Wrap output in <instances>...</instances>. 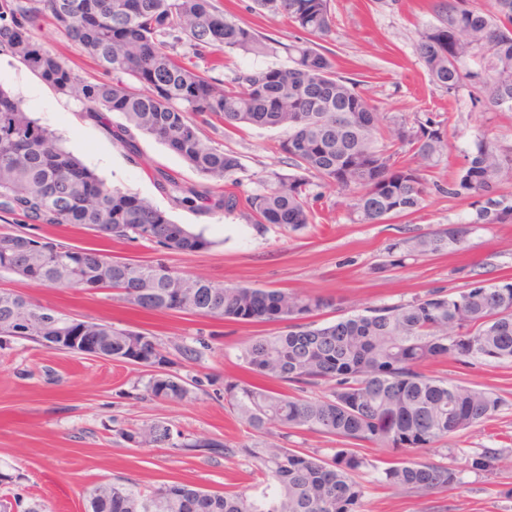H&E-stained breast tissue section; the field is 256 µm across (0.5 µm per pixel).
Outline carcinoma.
<instances>
[{"mask_svg": "<svg viewBox=\"0 0 512 512\" xmlns=\"http://www.w3.org/2000/svg\"><path fill=\"white\" fill-rule=\"evenodd\" d=\"M0 0V52L10 54L60 94H77L86 116L104 125L134 157L138 138L163 144L201 178L183 183L162 169L154 183L180 207L195 212H239L256 224L288 216L299 231L311 223L315 183L332 186L349 202L355 220L377 224L418 210L427 193L424 172L448 148L432 119L402 122L384 135L378 109L339 76L333 52L317 43L332 27L329 0H254V13L281 15L300 31L290 44L239 21L218 0ZM437 24L420 37L419 55L432 82L448 92L462 86L499 112H512V0H438ZM48 20L57 34L96 63L103 78L82 82L60 55L41 48L33 31ZM284 49L288 64L243 71L226 82L211 76L224 55L255 56ZM206 69H200L198 62ZM215 119L226 128L284 129L279 151L292 172L272 171L262 189L241 194L240 158L199 136L198 124ZM409 147L415 167L400 161ZM512 180V148L479 139L460 174L442 192L477 195L485 205L476 221L512 218L498 194ZM211 181L229 188L217 194ZM0 214L23 226L82 225L119 241H148L162 252H198L212 241L178 224L149 200L110 188L0 89ZM470 224H453L417 238L409 251L436 252L465 244ZM0 272L51 288L110 290L127 304L158 313L278 325L245 342L239 359L253 379L224 381V401L251 431L239 445L182 440L165 423L122 430L133 447L177 448L206 457L240 458L257 466L262 488L214 492L181 481L141 491L120 481L87 491L86 512H360L365 486L358 473L370 466L362 450L383 444L400 454L378 470L376 482L405 493L446 491L461 470L403 457L429 448L494 417L502 400L493 391L449 382L423 365L453 356L464 365L512 363V281H476L448 294L433 289L407 304L321 321L334 307L325 296L249 285L215 284L187 276L156 259L114 260L96 249L23 231L0 233ZM87 328L101 336L99 356L150 372V395L171 401L193 397L188 382L158 338L114 324L86 320L36 305L0 289V339L19 337L48 348L81 353L72 337ZM329 384L318 397L289 395ZM277 429L283 440L310 432L336 440L321 449L265 446Z\"/></svg>", "mask_w": 512, "mask_h": 512, "instance_id": "carcinoma-1", "label": "carcinoma"}]
</instances>
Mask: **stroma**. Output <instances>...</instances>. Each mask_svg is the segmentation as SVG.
I'll return each instance as SVG.
<instances>
[{"label": "stroma", "instance_id": "1", "mask_svg": "<svg viewBox=\"0 0 512 512\" xmlns=\"http://www.w3.org/2000/svg\"><path fill=\"white\" fill-rule=\"evenodd\" d=\"M238 19L257 23L282 43L298 30L281 16L255 17L253 0H223ZM334 24L324 47L332 50L343 76L357 80L358 91L378 108L382 126L440 122L449 139L447 151L427 171L429 192L414 213L380 224L352 222L345 198L320 187L313 224L294 231L277 224H254L235 214L193 213L159 193L153 181L162 169L187 183L199 177L182 159L150 138H139V154L130 157L104 126L85 116V101L63 95L12 56L0 54V87L18 99L32 117L53 130L65 146L108 185L148 198L180 224L204 230L213 245L199 252L158 254L139 241L116 243L84 227L43 226L40 235L76 248H95L131 261L163 259L179 273L214 283L248 284L335 298L325 320L362 313L365 308L411 302L431 289L459 292L484 279L512 277V221L476 223L479 203L451 197L443 188L455 178L479 135L512 146V112H496L468 89L448 93L434 85L421 64V33L436 22L433 0H330ZM36 39L63 55L85 81L101 78V69L63 41L50 24ZM202 133L243 164L240 189H259L272 171L286 172L276 150L280 131L244 128ZM451 224L473 230L464 246L448 245L391 265L389 247ZM19 292L41 305L155 334L164 346L187 344L195 360L176 365L193 380L194 399L172 402L147 395L148 371L125 363L51 350L12 339L0 345V499L13 512L33 503L48 512H85L87 489L120 479L147 490L166 481L189 482L212 491H246L254 483L251 465L237 458L185 455L170 448L132 447L119 438L121 428L163 422L189 439L246 442L248 430L224 401V382L243 376L239 358L243 341L258 326L174 313H145L114 299L111 292L59 290L16 275L0 274V288ZM427 373L496 392L503 405L496 417L435 447L417 451L416 459L443 462L461 471V481L445 492L405 494L378 486L376 470L393 457L391 449L365 448L371 467L362 469L366 488L361 512H512V364L464 365L454 358L430 364ZM496 449L486 470L467 467L469 457Z\"/></svg>", "mask_w": 512, "mask_h": 512}]
</instances>
